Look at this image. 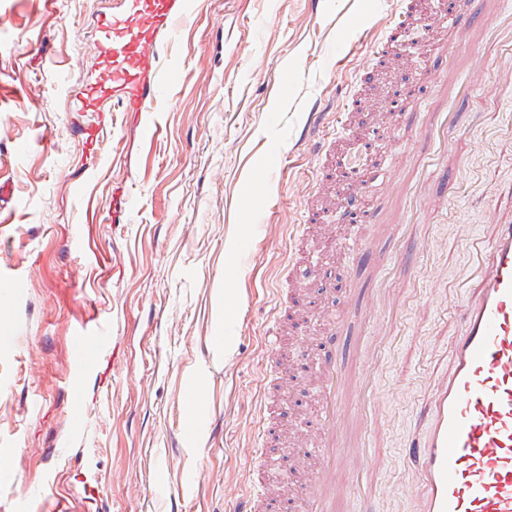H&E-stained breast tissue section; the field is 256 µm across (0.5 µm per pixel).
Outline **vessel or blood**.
<instances>
[{
  "instance_id": "obj_1",
  "label": "vessel or blood",
  "mask_w": 512,
  "mask_h": 512,
  "mask_svg": "<svg viewBox=\"0 0 512 512\" xmlns=\"http://www.w3.org/2000/svg\"><path fill=\"white\" fill-rule=\"evenodd\" d=\"M426 3L408 0L395 16L374 49L378 66L388 63L401 28ZM439 5L441 18L455 35L448 41L447 74L437 80L438 102L419 123L430 136L445 125L454 92L479 71L477 57H458V46H475L500 15L512 13V0H439ZM182 14L177 0H128L125 16L102 20L105 70L100 84L88 90L94 110L108 101L125 112L151 110L156 39L172 32ZM426 95L425 83L411 79L394 90L387 108L403 124L409 118L407 105ZM372 179L369 173L343 179L345 219L371 222L363 200ZM489 226V239L465 238L481 286L462 305L464 330L455 338L451 369L434 390L426 434L404 449L403 464L421 488L413 512H512V222L493 220ZM353 256L358 264L380 271L391 263L387 248L362 241L354 243ZM349 351L346 338L331 335L323 340L320 408L314 421L317 458L310 464L308 483L297 492L299 512H334L338 406L347 388L369 389L365 377L346 376L343 364Z\"/></svg>"
}]
</instances>
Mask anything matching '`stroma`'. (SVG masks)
Listing matches in <instances>:
<instances>
[{"label":"stroma","mask_w":512,"mask_h":512,"mask_svg":"<svg viewBox=\"0 0 512 512\" xmlns=\"http://www.w3.org/2000/svg\"><path fill=\"white\" fill-rule=\"evenodd\" d=\"M126 0H0V512H225L256 475L293 500L308 469L281 451L311 443L319 367L331 320L359 340L345 362L371 374L368 446L355 448L360 396L340 408L345 447L336 512L373 496L407 508L400 446L423 431L432 387L449 368L469 254L454 225L487 234V209L512 220V132H499L512 97V46L487 39L474 87L461 91L447 148L425 152L415 128L373 141L391 124L387 87L427 60L395 50L343 109L392 22L397 0H186L174 36L157 45L158 95L148 112H93L82 93L102 75L99 23ZM325 114L324 160L300 142L311 105ZM281 149L269 166V144ZM378 174L429 156L453 174L414 203L406 231L435 240L417 265L395 260L384 306L321 296L302 328L285 325L306 369L276 398L279 449L259 466L250 447L271 353L266 336L287 287L320 296L311 269L349 256L335 242L377 239L380 224L340 221L336 183L319 181L349 148ZM326 211L299 252L305 208ZM244 224H274L242 244ZM87 337L89 365L72 366ZM196 413H189L193 398Z\"/></svg>","instance_id":"obj_1"}]
</instances>
